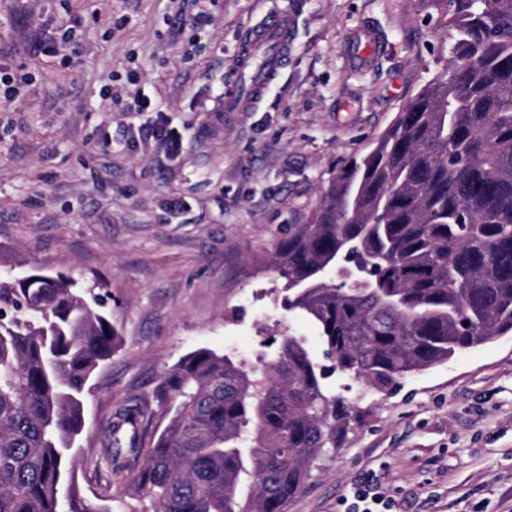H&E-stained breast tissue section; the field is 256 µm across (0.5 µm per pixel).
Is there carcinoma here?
Masks as SVG:
<instances>
[{
  "label": "carcinoma",
  "instance_id": "carcinoma-1",
  "mask_svg": "<svg viewBox=\"0 0 512 512\" xmlns=\"http://www.w3.org/2000/svg\"><path fill=\"white\" fill-rule=\"evenodd\" d=\"M420 2L440 11L445 68L271 260L322 355L286 333L250 362L199 347L159 384L168 421L152 445L140 408L110 421L104 461L142 457L131 489L158 512H286L350 425L327 379L383 392L512 334V0ZM119 343L71 278L0 279V512H112L82 494L73 445Z\"/></svg>",
  "mask_w": 512,
  "mask_h": 512
}]
</instances>
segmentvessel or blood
Returning a JSON list of instances; mask_svg holds the SVG:
<instances>
[{
	"mask_svg": "<svg viewBox=\"0 0 512 512\" xmlns=\"http://www.w3.org/2000/svg\"><path fill=\"white\" fill-rule=\"evenodd\" d=\"M292 35L287 15H270L257 24L239 44L228 67L229 81L224 90V109L251 111L263 98L268 86L284 67ZM385 39L374 27L350 34L345 48L350 68L362 70L382 54Z\"/></svg>",
	"mask_w": 512,
	"mask_h": 512,
	"instance_id": "vessel-or-blood-1",
	"label": "vessel or blood"
}]
</instances>
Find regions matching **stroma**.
<instances>
[{
	"instance_id": "obj_1",
	"label": "stroma",
	"mask_w": 512,
	"mask_h": 512,
	"mask_svg": "<svg viewBox=\"0 0 512 512\" xmlns=\"http://www.w3.org/2000/svg\"><path fill=\"white\" fill-rule=\"evenodd\" d=\"M0 0V62L31 90L0 112V276L64 272L98 300L122 345L92 379L78 442L86 495L123 496L134 468L94 466L107 418L141 405L166 423L161 379L187 352L253 357L262 328L306 337L270 261L308 223L332 179L365 152L440 66L444 29L413 0ZM288 13V60L253 111H221L248 27ZM372 21L388 48L350 69L351 31ZM71 34L81 65L37 44ZM111 85L112 97L100 94ZM179 154L130 143L151 112ZM358 419L325 449L287 512H345L368 476L393 512H512V335L405 377L390 392L333 377Z\"/></svg>"
}]
</instances>
